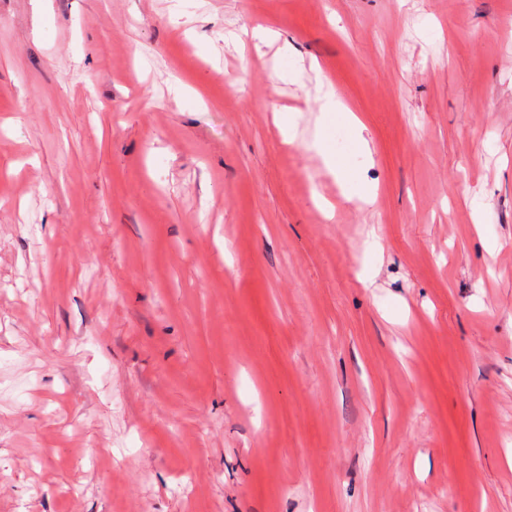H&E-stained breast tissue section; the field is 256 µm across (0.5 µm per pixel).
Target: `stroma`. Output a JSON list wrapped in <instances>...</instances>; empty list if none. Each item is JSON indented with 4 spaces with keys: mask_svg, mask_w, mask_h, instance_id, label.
I'll use <instances>...</instances> for the list:
<instances>
[{
    "mask_svg": "<svg viewBox=\"0 0 512 512\" xmlns=\"http://www.w3.org/2000/svg\"><path fill=\"white\" fill-rule=\"evenodd\" d=\"M0 512H512V0H0ZM321 100L323 102L319 108L320 113L311 147L316 150L322 157L325 166L336 176L342 194L348 201L357 198L366 205H372L376 200V187L361 182L356 185L354 174L343 165L326 143L325 131L334 123L338 112L346 109V107L338 99L333 89L327 90Z\"/></svg>",
    "mask_w": 512,
    "mask_h": 512,
    "instance_id": "obj_1",
    "label": "stroma"
}]
</instances>
